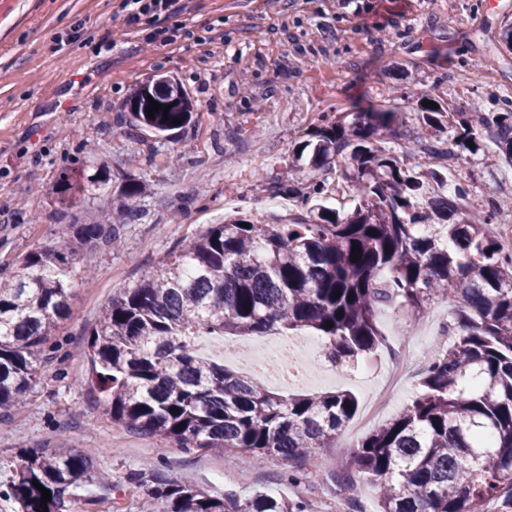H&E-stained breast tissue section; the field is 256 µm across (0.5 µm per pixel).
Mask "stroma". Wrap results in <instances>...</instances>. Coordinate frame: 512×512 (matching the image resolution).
Returning a JSON list of instances; mask_svg holds the SVG:
<instances>
[{"mask_svg":"<svg viewBox=\"0 0 512 512\" xmlns=\"http://www.w3.org/2000/svg\"><path fill=\"white\" fill-rule=\"evenodd\" d=\"M0 14V277L66 225L111 211L118 186L139 179L140 218L121 241L86 247L71 272L69 309L48 347L22 408L0 422V512H21L9 490L23 454L72 444L92 463L73 491L72 512H159L160 483H190L213 495L260 489L294 496L286 468L248 452L185 450L112 424L87 390L85 333L112 296L133 286L176 246L225 217L246 212L285 222L298 203L273 195L293 149L321 117L360 104L397 103L405 119L385 145L412 150L420 127L412 90H426L449 111L496 112L512 96V53L498 49L512 0H187L165 21L189 39L152 50L143 29H129L119 0H16ZM156 72L174 75L195 99L190 125L169 137L133 127L122 105ZM449 184L471 200L512 197V165L483 155L443 154ZM110 175L61 215L55 186L68 167ZM449 309L433 300L415 331L382 310V346L350 371L331 366L314 333L273 332L288 342L301 375L284 394L352 391L366 411L388 373L393 350L407 345L416 364L444 335Z\"/></svg>","mask_w":512,"mask_h":512,"instance_id":"obj_1","label":"stroma"}]
</instances>
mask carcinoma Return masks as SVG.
<instances>
[{
	"label": "carcinoma",
	"instance_id": "carcinoma-1",
	"mask_svg": "<svg viewBox=\"0 0 512 512\" xmlns=\"http://www.w3.org/2000/svg\"><path fill=\"white\" fill-rule=\"evenodd\" d=\"M150 97L169 107L167 120L161 110L147 117ZM430 100L418 95L420 120L440 143L448 105H422ZM124 108L134 126L163 134L190 124L197 105L174 78L157 74L134 88ZM402 123L395 107L321 119L291 158L309 169L308 191L287 179L270 187L301 202L298 221L233 216L170 251L112 298L87 332L85 352L88 385L114 424L181 448L275 457L288 467L290 484L310 483L318 478L306 470L312 450L336 447L356 398L347 391L281 395L224 366L222 351L200 346L311 328L327 357L349 366L382 342L379 308H394L411 326L438 299L451 310L453 345L429 352L411 403L348 447L330 481L350 512H362L365 484L378 490L376 512H483L492 500L499 512H512V253L489 234L494 205L469 200L461 185L448 190V171H416L383 145ZM455 127L451 146L458 151L475 154L489 141L512 164V101L501 112H459ZM83 176L68 168L56 186L70 209L86 190ZM347 190L350 206L324 205ZM143 192L138 179H127L117 207L103 216L110 230L71 224L0 282V415L18 406L49 360L44 346L69 308L75 257L98 241L117 242L119 226L139 218ZM90 472L75 448L42 449L20 459L11 494L22 512H63ZM34 480L51 500L41 502ZM152 495L163 512H308L300 494L218 497L161 484Z\"/></svg>",
	"mask_w": 512,
	"mask_h": 512
}]
</instances>
